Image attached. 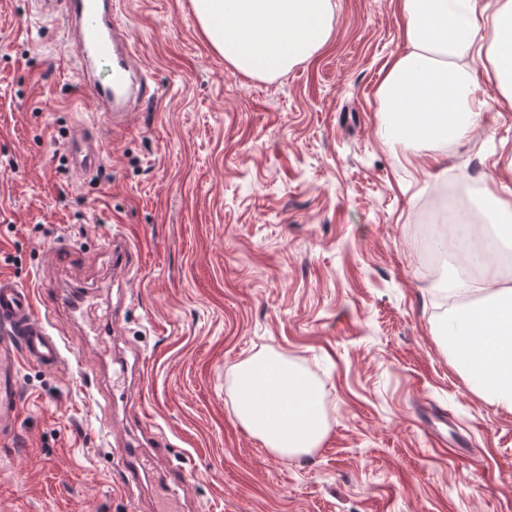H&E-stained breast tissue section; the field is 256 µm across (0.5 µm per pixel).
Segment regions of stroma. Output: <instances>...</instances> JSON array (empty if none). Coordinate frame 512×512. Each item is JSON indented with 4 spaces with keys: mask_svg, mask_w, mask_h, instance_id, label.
<instances>
[{
    "mask_svg": "<svg viewBox=\"0 0 512 512\" xmlns=\"http://www.w3.org/2000/svg\"><path fill=\"white\" fill-rule=\"evenodd\" d=\"M334 2L329 42L261 79L213 49L191 0H121L152 92L79 179L67 143L104 120L59 22L0 0V272L46 282L66 345L57 369H20L0 512H512V413L467 389L414 221L451 182L490 224L488 178L512 188V107L478 66L491 107L447 173L384 143L396 0ZM116 237L138 254L122 274ZM60 240L84 259L48 266ZM270 352L319 387L328 432L310 453L279 456L235 416V365ZM121 360L134 377L116 395ZM126 448L160 453L129 489Z\"/></svg>",
    "mask_w": 512,
    "mask_h": 512,
    "instance_id": "stroma-1",
    "label": "stroma"
}]
</instances>
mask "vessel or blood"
<instances>
[{
	"label": "vessel or blood",
	"mask_w": 512,
	"mask_h": 512,
	"mask_svg": "<svg viewBox=\"0 0 512 512\" xmlns=\"http://www.w3.org/2000/svg\"><path fill=\"white\" fill-rule=\"evenodd\" d=\"M42 15L61 20L67 41L96 111L110 126L126 124L128 105L147 95L150 85L124 28L114 0H37ZM105 134L87 131L67 145L74 175L94 172L104 159ZM52 310L38 292L0 275V440H11L21 406L18 365L53 368L64 360V342L50 330Z\"/></svg>",
	"instance_id": "b4317fda"
}]
</instances>
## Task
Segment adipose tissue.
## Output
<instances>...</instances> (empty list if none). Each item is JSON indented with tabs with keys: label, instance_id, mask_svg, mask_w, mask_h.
<instances>
[{
	"label": "adipose tissue",
	"instance_id": "obj_1",
	"mask_svg": "<svg viewBox=\"0 0 512 512\" xmlns=\"http://www.w3.org/2000/svg\"><path fill=\"white\" fill-rule=\"evenodd\" d=\"M211 45L252 77L280 75L310 57L332 34L333 0H192ZM404 50L378 89L381 138L421 143L433 166L443 148L465 143L485 102L472 96L471 65L482 62L501 101L512 106V0H398ZM486 247L473 273L447 276L435 290L448 299L480 294L481 306L454 307L443 331L471 392L512 412V285L503 284ZM235 415L283 456L316 448L326 434L319 391L276 355L238 364Z\"/></svg>",
	"mask_w": 512,
	"mask_h": 512
}]
</instances>
